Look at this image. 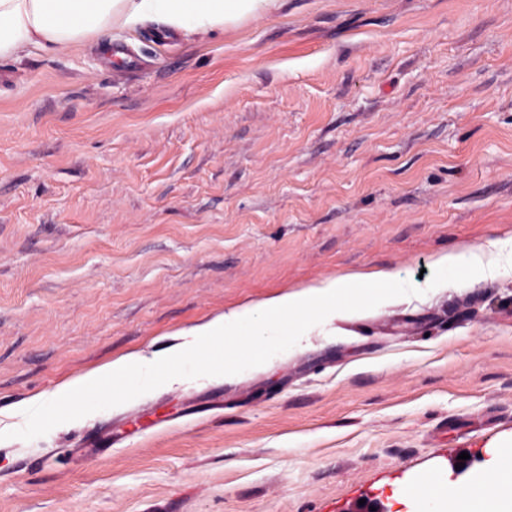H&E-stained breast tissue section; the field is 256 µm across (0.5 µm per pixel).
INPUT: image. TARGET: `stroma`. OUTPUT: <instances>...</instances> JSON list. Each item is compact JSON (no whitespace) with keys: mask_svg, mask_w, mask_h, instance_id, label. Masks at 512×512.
<instances>
[{"mask_svg":"<svg viewBox=\"0 0 512 512\" xmlns=\"http://www.w3.org/2000/svg\"><path fill=\"white\" fill-rule=\"evenodd\" d=\"M512 0H281L0 60V413L350 272L416 297L0 439V512H407L512 457ZM111 434L112 446L98 439ZM467 468L454 473L460 453ZM501 254V244L491 242L484 247L436 255L433 265L440 271L447 272L458 267L465 260L471 268L478 270L482 277L487 278L496 273Z\"/></svg>","mask_w":512,"mask_h":512,"instance_id":"35a3bbf8","label":"stroma"}]
</instances>
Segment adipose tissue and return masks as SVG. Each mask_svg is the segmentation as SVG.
Segmentation results:
<instances>
[{"mask_svg": "<svg viewBox=\"0 0 512 512\" xmlns=\"http://www.w3.org/2000/svg\"><path fill=\"white\" fill-rule=\"evenodd\" d=\"M276 5L277 0H0V58L14 57L30 46L56 51L112 24L134 29L157 21L168 30H208L267 14ZM501 254V244L492 242L436 255L433 264L447 271L465 262L487 278L496 273ZM393 283L392 274L386 271L349 273L231 309L178 331L176 343L158 352L116 359L63 383L50 400L23 401L16 412L37 416L48 402L77 409L85 394L102 382L118 383L139 372L148 374L186 361L207 371L223 368L224 360L215 351L228 339L252 360L262 362L283 325H292L295 335H303L314 320L331 312L355 310L385 298ZM427 501L446 512H512V477H503L494 485L469 483L453 493L443 485L429 496H405L410 507Z\"/></svg>", "mask_w": 512, "mask_h": 512, "instance_id": "1", "label": "adipose tissue"}]
</instances>
